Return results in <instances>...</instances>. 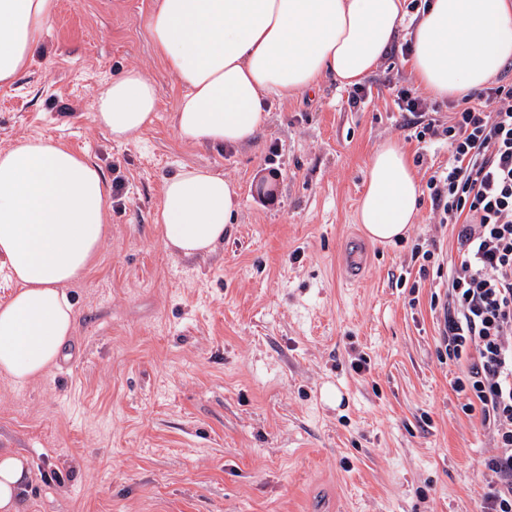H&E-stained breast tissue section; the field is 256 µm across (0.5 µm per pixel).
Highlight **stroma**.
Segmentation results:
<instances>
[{"label": "stroma", "instance_id": "1", "mask_svg": "<svg viewBox=\"0 0 512 512\" xmlns=\"http://www.w3.org/2000/svg\"><path fill=\"white\" fill-rule=\"evenodd\" d=\"M55 2L34 63L0 85V148L51 137L121 188L96 263L68 291L77 326L58 365L25 386L0 379V449L29 460L21 512H479L493 442L453 388L464 368L441 355L455 233L426 188L394 244L357 222L384 141L421 156V181L448 165L447 138H417L389 93L414 85L418 10L364 79L365 107L327 79L224 147L172 124L184 88L151 42L155 0ZM131 69L158 109L116 142L93 102ZM190 165L240 195L223 243L196 258L171 253L155 223L165 180ZM354 238L368 258L351 284Z\"/></svg>", "mask_w": 512, "mask_h": 512}]
</instances>
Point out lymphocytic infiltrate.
Segmentation results:
<instances>
[{"instance_id":"obj_1","label":"lymphocytic infiltrate","mask_w":512,"mask_h":512,"mask_svg":"<svg viewBox=\"0 0 512 512\" xmlns=\"http://www.w3.org/2000/svg\"><path fill=\"white\" fill-rule=\"evenodd\" d=\"M482 94L487 108H464L443 127L448 169L428 188L439 223L457 231L444 352L466 365L454 388L494 442L483 462L481 512H512V85Z\"/></svg>"}]
</instances>
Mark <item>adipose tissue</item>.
I'll use <instances>...</instances> for the list:
<instances>
[{"instance_id": "ef3b65f1", "label": "adipose tissue", "mask_w": 512, "mask_h": 512, "mask_svg": "<svg viewBox=\"0 0 512 512\" xmlns=\"http://www.w3.org/2000/svg\"><path fill=\"white\" fill-rule=\"evenodd\" d=\"M53 0H0V82L14 81L44 42ZM404 0H155L149 32L185 92L172 114L190 143L237 146L263 128L272 100L326 77L362 82L392 45ZM411 71L439 100L478 93L512 61V0H431L413 28ZM154 85L139 71L96 96L93 120L123 141L152 122ZM111 187L65 145L21 137L0 149V265L18 288L0 304V379L25 385L50 373L76 329L67 293L105 241ZM239 207L235 186L186 166L164 183L157 222L171 252L212 253ZM419 211L417 170L388 140L373 152L358 221L371 239L407 235ZM25 456L0 452V512H19Z\"/></svg>"}]
</instances>
